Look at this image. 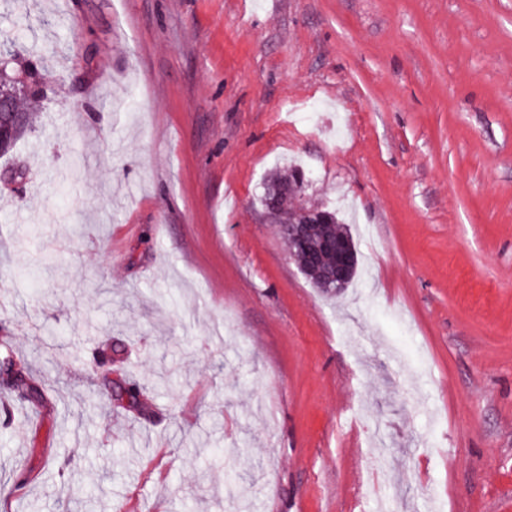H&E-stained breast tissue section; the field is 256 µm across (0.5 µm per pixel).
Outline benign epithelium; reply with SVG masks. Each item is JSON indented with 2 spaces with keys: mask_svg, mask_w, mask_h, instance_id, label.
<instances>
[{
  "mask_svg": "<svg viewBox=\"0 0 512 512\" xmlns=\"http://www.w3.org/2000/svg\"><path fill=\"white\" fill-rule=\"evenodd\" d=\"M12 117L13 121L20 122L21 116L13 111L9 100V94L0 95V145H5L12 132V124L5 122L3 116ZM321 223L318 219V213L306 211L299 216L289 220L285 225L287 232L291 235L292 244L305 254L306 259L311 265V270L316 279L322 284L333 283L341 288L349 280L355 263V252L351 245L343 238L324 239L319 243H314L313 225ZM325 251L333 255L329 264H324L317 257V253Z\"/></svg>",
  "mask_w": 512,
  "mask_h": 512,
  "instance_id": "benign-epithelium-1",
  "label": "benign epithelium"
}]
</instances>
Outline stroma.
<instances>
[{
	"instance_id": "1",
	"label": "stroma",
	"mask_w": 512,
	"mask_h": 512,
	"mask_svg": "<svg viewBox=\"0 0 512 512\" xmlns=\"http://www.w3.org/2000/svg\"><path fill=\"white\" fill-rule=\"evenodd\" d=\"M0 512H512V0H0ZM295 166L353 282L261 206ZM138 385L144 411L115 400ZM25 52L26 50L20 49L10 36L4 38L2 34L0 35V57L2 55V58L10 59L8 67L3 72L0 69V92H4V94L0 95V145L2 147L12 132V123H6L3 116L9 115L14 122L18 123L21 122V116L19 113L14 112L12 107L23 114L22 122L13 130L9 148L4 152H0V156L12 153L17 143L31 132L35 121L34 111L29 107L32 103L31 99H36L34 96L43 94L47 86L46 74L33 68V70L28 71L31 83L29 91L27 87L26 89L24 86L19 87L12 73L18 62L22 63L25 60ZM32 87H34L33 91H31ZM6 91L13 92L11 97L12 106L9 94ZM297 169L289 168L288 173H276L270 177L268 183L265 184V191L260 198L261 205L264 204L265 208L271 204L274 208L280 209L283 214L295 215L299 209H313L303 205H294V200L301 196L303 192H295L292 190L295 187V175L299 174ZM274 188H277L276 192ZM280 188L287 189V191L280 193ZM271 190V191H270ZM322 219L324 223L323 230L331 235L333 238L343 237L350 240L356 255L357 263L354 269L351 280H353L356 273L358 264V252L356 245L350 236V232L337 217L335 211L328 209H321ZM273 216L276 224H279V231L282 239L288 248V236L283 228L284 224L280 221H287L285 228L289 235H291L292 244L296 245L301 253H304L306 259L311 265V270L316 276V279L322 284L334 283L336 289L342 288L349 280L355 263V252L351 245L343 238L336 239H323L318 244L314 243V229L312 225L321 223L318 219V213L314 211H306L289 221L286 217L277 210H269ZM325 251L333 255L332 261L329 264H323L321 259L317 257V253ZM350 280V282H352ZM349 282V283H350ZM5 352L14 361V368L7 373L11 376H7L6 382L4 383V391H14L21 387L24 393V398L32 405L41 404L44 400V393L40 386L33 382H29L27 376L30 372V364L26 358L20 357L12 346L5 342Z\"/></svg>"
}]
</instances>
